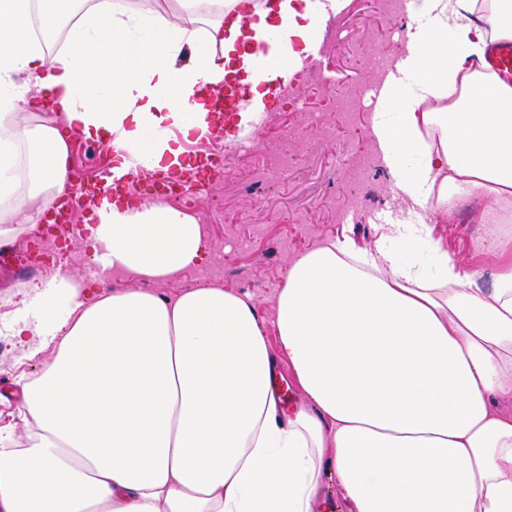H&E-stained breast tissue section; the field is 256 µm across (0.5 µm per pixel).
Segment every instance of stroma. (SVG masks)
I'll return each mask as SVG.
<instances>
[{
    "instance_id": "stroma-1",
    "label": "stroma",
    "mask_w": 512,
    "mask_h": 512,
    "mask_svg": "<svg viewBox=\"0 0 512 512\" xmlns=\"http://www.w3.org/2000/svg\"><path fill=\"white\" fill-rule=\"evenodd\" d=\"M358 9L353 18L326 14L322 26L337 29L338 45H321L318 75L301 66L268 107L269 121L293 127L294 137L284 143L270 137L267 126L255 127L250 158L215 182L224 198L222 211L212 212L208 196L190 198L185 209L200 224L209 253L175 278L155 283L154 292L174 296L221 286L250 296L270 323L285 270L303 252L345 235L374 247L388 225L400 219L405 202L385 166L361 176L351 165L352 159L374 152L371 115L364 107L349 110L345 104L354 96L359 64L395 59L405 41L399 26L383 16L378 0H359ZM267 155L287 156L288 164L269 170L263 163ZM257 184L265 188L259 199L251 192ZM484 205L477 195L458 200L450 223L435 225L432 235L460 263L479 262L486 272L481 285L488 288L497 263L488 247L493 228L474 220ZM47 279L34 260L0 268V320L9 321L22 307L19 286ZM53 355L49 347L29 358L13 343L0 353V425L19 421L18 376L40 374Z\"/></svg>"
}]
</instances>
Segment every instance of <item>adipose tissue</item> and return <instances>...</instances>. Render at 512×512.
Masks as SVG:
<instances>
[{"label": "adipose tissue", "instance_id": "adipose-tissue-1", "mask_svg": "<svg viewBox=\"0 0 512 512\" xmlns=\"http://www.w3.org/2000/svg\"><path fill=\"white\" fill-rule=\"evenodd\" d=\"M0 0V242L56 208L66 133L126 166L174 164L207 131L203 87L250 85L241 125L286 70L253 51L274 31L311 41L310 0ZM404 55L372 115L373 144L407 209L374 248L346 237L286 269L266 323L221 287L90 301L61 269L22 287L8 332L28 356L29 448L0 454V512H317L335 478L349 512H512V233L493 238L494 286L431 235L453 199L512 222V86L484 69L512 39V0H410ZM103 266L166 280L207 250L164 200L102 199ZM418 241L406 262L399 243ZM286 364L303 402L287 409Z\"/></svg>", "mask_w": 512, "mask_h": 512}]
</instances>
